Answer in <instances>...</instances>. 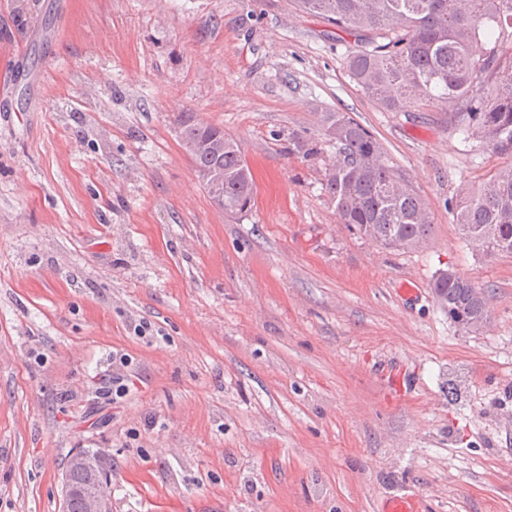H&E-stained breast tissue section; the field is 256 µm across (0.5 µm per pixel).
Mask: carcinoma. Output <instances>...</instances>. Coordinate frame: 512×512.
<instances>
[{
  "label": "carcinoma",
  "instance_id": "1",
  "mask_svg": "<svg viewBox=\"0 0 512 512\" xmlns=\"http://www.w3.org/2000/svg\"><path fill=\"white\" fill-rule=\"evenodd\" d=\"M299 10L340 32L350 78L386 112L432 107L450 113L467 137L512 156V0H295ZM352 37L346 41L342 34ZM482 42L477 56L473 45ZM184 141L212 147L191 155L197 169L224 170L223 211H249L255 183L238 143L224 128L175 117ZM322 129L338 159L325 190L340 223L381 246H420L432 232L425 200L389 164L373 134L347 112H325ZM461 234L486 254L512 255V164L466 189L450 208ZM432 288L440 303L466 318L487 315L485 296L461 275L440 272Z\"/></svg>",
  "mask_w": 512,
  "mask_h": 512
}]
</instances>
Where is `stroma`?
Wrapping results in <instances>:
<instances>
[{"label": "stroma", "mask_w": 512, "mask_h": 512, "mask_svg": "<svg viewBox=\"0 0 512 512\" xmlns=\"http://www.w3.org/2000/svg\"><path fill=\"white\" fill-rule=\"evenodd\" d=\"M326 28L294 0H0V512H61L78 448L112 512H512V255L448 212L512 160L382 111ZM336 111L428 203L424 246L339 223L334 148L294 149ZM181 112L239 143L246 215L212 205ZM449 268L479 332L434 297ZM449 273H457L453 277ZM439 272L434 279L432 288L440 303L448 310L458 313L465 318L477 319L487 315L485 296L471 281L461 276L455 269ZM486 318L470 320L466 330L477 332L484 326Z\"/></svg>", "instance_id": "1"}]
</instances>
